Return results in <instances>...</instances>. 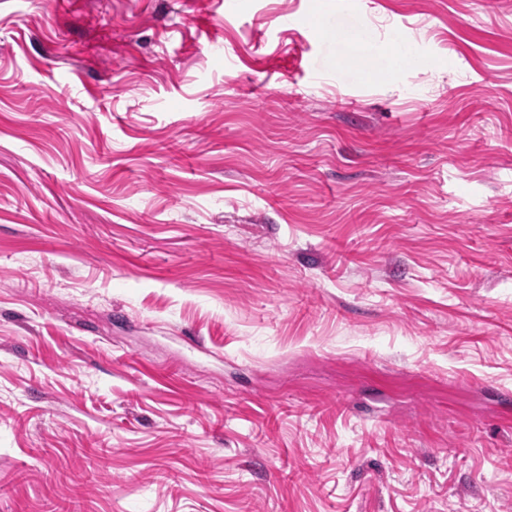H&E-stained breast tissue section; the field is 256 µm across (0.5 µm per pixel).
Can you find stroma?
Segmentation results:
<instances>
[{
	"instance_id": "obj_1",
	"label": "stroma",
	"mask_w": 512,
	"mask_h": 512,
	"mask_svg": "<svg viewBox=\"0 0 512 512\" xmlns=\"http://www.w3.org/2000/svg\"><path fill=\"white\" fill-rule=\"evenodd\" d=\"M54 503L512 512V0H0V512Z\"/></svg>"
}]
</instances>
